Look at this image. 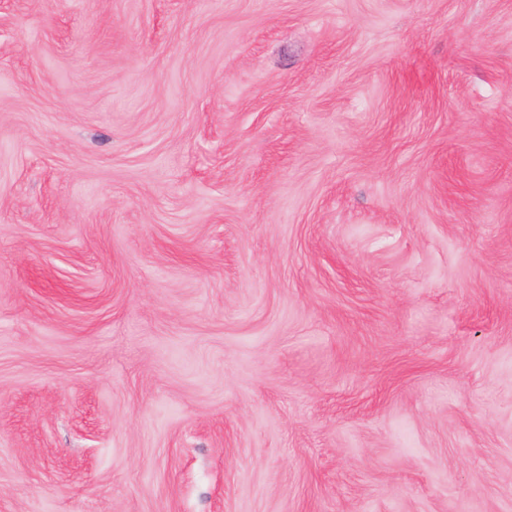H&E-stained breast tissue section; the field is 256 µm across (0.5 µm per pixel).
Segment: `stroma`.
<instances>
[{
    "instance_id": "obj_1",
    "label": "stroma",
    "mask_w": 512,
    "mask_h": 512,
    "mask_svg": "<svg viewBox=\"0 0 512 512\" xmlns=\"http://www.w3.org/2000/svg\"><path fill=\"white\" fill-rule=\"evenodd\" d=\"M0 512H512V0H0Z\"/></svg>"
}]
</instances>
